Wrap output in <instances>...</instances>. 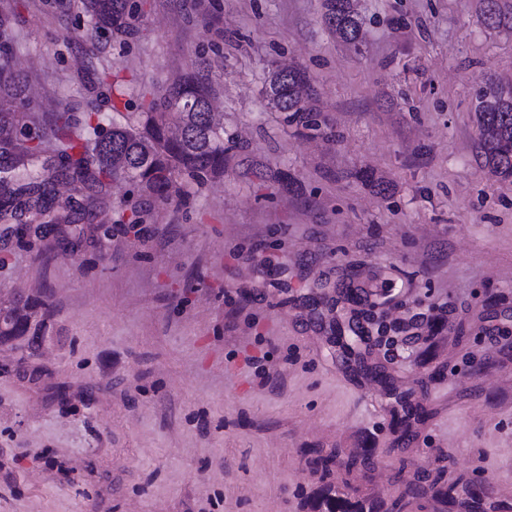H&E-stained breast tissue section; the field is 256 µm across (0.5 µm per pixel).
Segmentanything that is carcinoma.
Masks as SVG:
<instances>
[{
  "label": "carcinoma",
  "mask_w": 512,
  "mask_h": 512,
  "mask_svg": "<svg viewBox=\"0 0 512 512\" xmlns=\"http://www.w3.org/2000/svg\"><path fill=\"white\" fill-rule=\"evenodd\" d=\"M324 18L341 40L356 43L361 21L351 0H322ZM483 24L496 28L506 23L498 0H482ZM128 22L112 0H95L90 36L101 30L122 32ZM11 70L6 52L0 53V224L17 223L18 211L36 210L31 229L38 236L54 235L60 243L80 244L84 224L92 223L96 213L83 209L70 214L67 223L54 206L55 185L65 183L74 189L95 190L114 180L124 179L138 191L167 201L181 193L185 178L197 185L224 173L229 148L224 146V128L214 118L206 86L192 76L166 87L151 111L125 117V123L108 122V128H92L95 139L82 133L81 121L69 107L53 115L45 125L37 119L24 120L21 109L27 101L25 84L16 75L2 76ZM308 81L299 68H280L270 64L265 94L271 107L283 114L285 125L306 129L318 127L317 113L306 104ZM476 112L481 128L482 166L501 179L512 178V88L488 81L479 91ZM50 315L48 307L25 302L0 307V340L17 343V348L34 354L37 336ZM336 448L323 454L310 448L312 464L327 488L350 485L375 458L374 449L363 448L348 455L345 472L334 475ZM402 464L396 478L401 490L394 498H375L373 493L354 487L359 500L369 504V512H410L419 500L432 498L441 512H454L464 505L469 512L491 508L488 490L474 480L446 477L447 467L422 479L403 476Z\"/></svg>",
  "instance_id": "cac0c4a2"
}]
</instances>
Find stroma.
Instances as JSON below:
<instances>
[{
  "label": "stroma",
  "instance_id": "1",
  "mask_svg": "<svg viewBox=\"0 0 512 512\" xmlns=\"http://www.w3.org/2000/svg\"><path fill=\"white\" fill-rule=\"evenodd\" d=\"M117 3L126 32L89 41L91 0H0L35 114L109 116L198 71L228 161L184 199L106 185L73 257L0 233V306H50L35 355L0 348V512H311L306 449L364 442L377 495L443 465L512 512V178L483 170L475 111L486 81L512 86V23L353 0L354 46L322 0ZM272 60L305 71L320 130L269 106ZM140 209L139 237L104 239ZM350 281L395 290L387 324H443L436 358L390 352L429 412L413 441L325 340Z\"/></svg>",
  "mask_w": 512,
  "mask_h": 512
}]
</instances>
